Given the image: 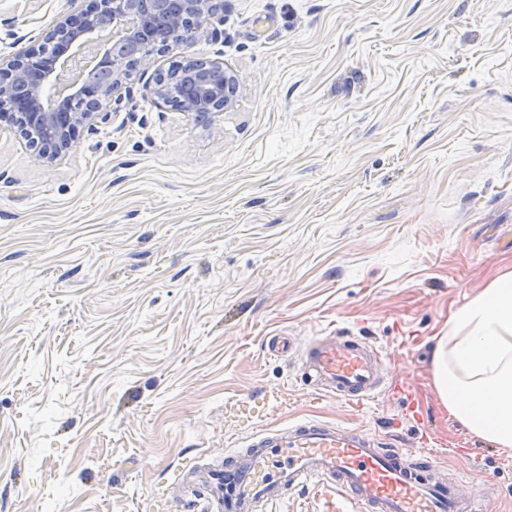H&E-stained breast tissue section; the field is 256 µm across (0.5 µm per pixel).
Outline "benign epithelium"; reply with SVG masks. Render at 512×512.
<instances>
[{"mask_svg":"<svg viewBox=\"0 0 512 512\" xmlns=\"http://www.w3.org/2000/svg\"><path fill=\"white\" fill-rule=\"evenodd\" d=\"M224 0H174L167 48L211 35L210 20ZM143 18L138 0H95L62 17L38 46L0 61V117L28 141L45 139L41 155L52 163L72 145L74 132L106 110L129 77L127 59L145 63L156 50L138 40ZM205 86L183 94L182 111L210 117Z\"/></svg>","mask_w":512,"mask_h":512,"instance_id":"benign-epithelium-1","label":"benign epithelium"}]
</instances>
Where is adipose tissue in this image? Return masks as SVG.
Segmentation results:
<instances>
[{
    "instance_id": "obj_1",
    "label": "adipose tissue",
    "mask_w": 512,
    "mask_h": 512,
    "mask_svg": "<svg viewBox=\"0 0 512 512\" xmlns=\"http://www.w3.org/2000/svg\"><path fill=\"white\" fill-rule=\"evenodd\" d=\"M432 380L445 411L473 435L512 451V272L449 318Z\"/></svg>"
}]
</instances>
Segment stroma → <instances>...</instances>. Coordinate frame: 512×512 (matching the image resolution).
Listing matches in <instances>:
<instances>
[{"label": "stroma", "mask_w": 512, "mask_h": 512, "mask_svg": "<svg viewBox=\"0 0 512 512\" xmlns=\"http://www.w3.org/2000/svg\"><path fill=\"white\" fill-rule=\"evenodd\" d=\"M90 0H0V59ZM49 163L0 121V512H172L186 465L315 417L512 512V456L445 412L452 313L512 270V0H224ZM239 80L210 123L171 61ZM382 354L363 402L266 338ZM287 401L276 416L261 399Z\"/></svg>", "instance_id": "35a3bbf8"}]
</instances>
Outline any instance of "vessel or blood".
I'll use <instances>...</instances> for the list:
<instances>
[{
    "label": "vessel or blood",
    "instance_id": "1",
    "mask_svg": "<svg viewBox=\"0 0 512 512\" xmlns=\"http://www.w3.org/2000/svg\"><path fill=\"white\" fill-rule=\"evenodd\" d=\"M301 371L318 391L349 401L374 398L382 385L380 353L347 335L313 337ZM178 482L188 512H267L311 485L371 512H481L460 481L417 477L400 449L378 447L368 431L313 419L252 435L223 469L194 463Z\"/></svg>",
    "mask_w": 512,
    "mask_h": 512
}]
</instances>
